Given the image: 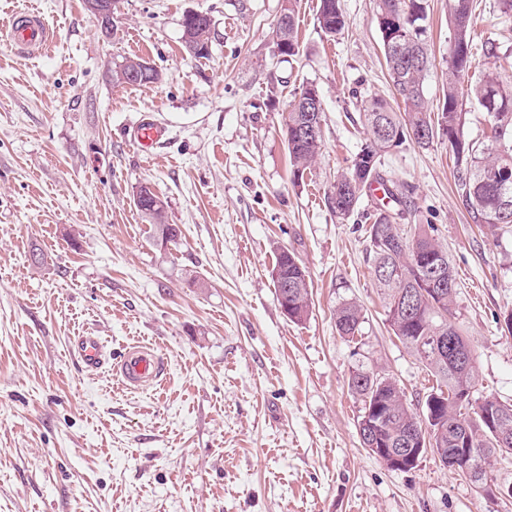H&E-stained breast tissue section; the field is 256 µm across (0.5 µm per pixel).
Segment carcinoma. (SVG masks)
Masks as SVG:
<instances>
[{"mask_svg": "<svg viewBox=\"0 0 512 512\" xmlns=\"http://www.w3.org/2000/svg\"><path fill=\"white\" fill-rule=\"evenodd\" d=\"M295 0H287L282 10L288 12V29L273 28V38L279 55L292 58L299 52L295 18ZM452 35L446 60V89L441 115L432 121L424 97L423 84L431 57L426 40V0H379L377 23L388 76L404 110H396L389 101L372 97L362 101L365 144L347 172L336 179L325 201L336 218L344 220L356 209L365 190L382 181L379 175L381 157L390 148L402 144L407 132H413L412 142L425 148L441 135L448 140V149L457 163V183L474 220L496 227L512 224V86H506L497 75L488 72L473 93L491 126L489 144L479 146L464 138L462 112L459 111V86L472 68L471 0H450ZM395 17L400 26L396 37L387 19ZM320 29L329 36L339 34L345 21L340 0H320ZM182 40L185 51L206 58L212 42L210 27L182 19ZM288 42V52L281 50V41ZM146 71L142 85L159 79V72L140 58H127L112 69V83L131 84L126 75L131 70ZM316 91L304 85L294 93L283 121V133L293 173L299 174L315 161L322 136H303L300 131L309 125V112L297 103L298 98ZM136 208L151 219L158 239L163 243L176 241L181 230L176 224L165 223L164 200H157L150 189L141 186L134 199ZM366 230L373 256L374 280L384 297L386 322L396 338L425 363L436 377L437 390L427 396L425 413L413 412L402 390L387 375L371 373L360 384V372L349 382L350 390L362 402L358 426L372 439L364 443L382 462H387L378 449L411 447L441 448L443 452L463 460L465 449L478 448L479 464L497 452L512 453V404L505 405L485 398L471 402L476 374L470 362L458 364L448 354L429 345L432 336H453L468 347L455 322L457 278L444 250L431 234L432 226L415 225L407 234L400 225L391 223L383 209L369 215ZM272 280L278 303L291 306L288 320L298 324L311 314V293L306 269L286 249L278 252L272 268ZM336 331L341 336L359 333L362 313L354 303H345L334 313ZM495 409L496 417L488 422L481 411Z\"/></svg>", "mask_w": 512, "mask_h": 512, "instance_id": "obj_1", "label": "carcinoma"}]
</instances>
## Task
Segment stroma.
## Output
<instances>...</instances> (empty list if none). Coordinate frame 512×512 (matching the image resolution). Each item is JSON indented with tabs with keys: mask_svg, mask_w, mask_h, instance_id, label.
Listing matches in <instances>:
<instances>
[{
	"mask_svg": "<svg viewBox=\"0 0 512 512\" xmlns=\"http://www.w3.org/2000/svg\"><path fill=\"white\" fill-rule=\"evenodd\" d=\"M379 0H341L325 35L320 0H296L299 53L278 56L282 0H115L104 34L84 0H0V25L40 9L56 32L28 56L0 38V512H512L424 451L388 468L361 443L366 369L393 377L423 412L436 381L393 335L374 285L365 229L379 200L340 220L325 194L364 143L360 100L392 98ZM212 19L207 58L182 45V19ZM431 113L443 106L449 0H427ZM475 64L460 108L466 139L490 129L472 89L486 69L512 85V13L473 0ZM129 57L159 81L114 85ZM312 84L323 145L294 179L282 133L288 102ZM147 118L168 128L153 159L130 142ZM447 141L404 142L380 174L401 186L394 223L429 224L457 273L456 321L476 373L473 400L512 404V224L475 223ZM166 203L180 239L156 243L134 204L140 185ZM309 274L312 313L288 321L271 269L280 250ZM41 252L43 262L32 259ZM357 304L355 338L336 308ZM94 333L99 367L72 352ZM156 345L160 385L126 389L112 367ZM317 20L320 29L326 35L336 36L339 34L345 25L340 0H320ZM334 322L339 335L353 337L360 331L361 309L354 303H345L336 309Z\"/></svg>",
	"mask_w": 512,
	"mask_h": 512,
	"instance_id": "stroma-1",
	"label": "stroma"
}]
</instances>
